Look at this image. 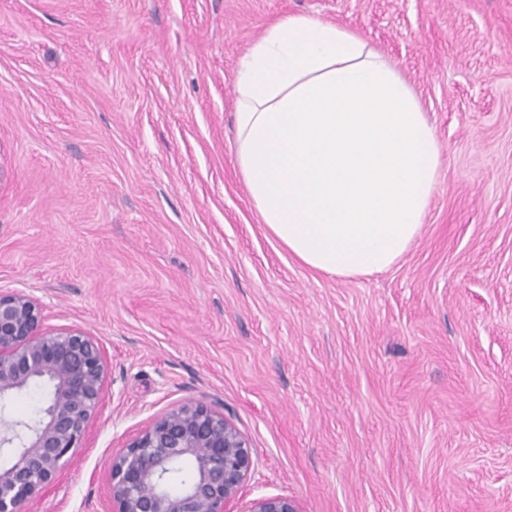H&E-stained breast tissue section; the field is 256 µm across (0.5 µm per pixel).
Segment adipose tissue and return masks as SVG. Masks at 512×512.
Returning a JSON list of instances; mask_svg holds the SVG:
<instances>
[{"mask_svg":"<svg viewBox=\"0 0 512 512\" xmlns=\"http://www.w3.org/2000/svg\"><path fill=\"white\" fill-rule=\"evenodd\" d=\"M232 118L260 222L300 264L360 278L415 243L443 148L364 35L307 15L270 24L239 58Z\"/></svg>","mask_w":512,"mask_h":512,"instance_id":"1","label":"adipose tissue"}]
</instances>
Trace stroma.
<instances>
[{"label":"stroma","mask_w":512,"mask_h":512,"mask_svg":"<svg viewBox=\"0 0 512 512\" xmlns=\"http://www.w3.org/2000/svg\"><path fill=\"white\" fill-rule=\"evenodd\" d=\"M290 15L362 33L443 145L419 238L357 279L274 240L237 65ZM103 346L35 512H112L109 461L202 404L300 512H512V0H0V292Z\"/></svg>","instance_id":"35a3bbf8"}]
</instances>
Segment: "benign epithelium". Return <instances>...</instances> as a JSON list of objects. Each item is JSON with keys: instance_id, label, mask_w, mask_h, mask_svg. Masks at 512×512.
<instances>
[{"instance_id": "obj_1", "label": "benign epithelium", "mask_w": 512, "mask_h": 512, "mask_svg": "<svg viewBox=\"0 0 512 512\" xmlns=\"http://www.w3.org/2000/svg\"><path fill=\"white\" fill-rule=\"evenodd\" d=\"M46 320L32 297L0 292V401L37 383L50 386L33 422L18 429L0 421V447L15 452L12 464L0 466V512H33L81 447L101 400L107 366L100 341ZM185 462L192 478L173 494L167 475ZM253 471L248 438L223 414L180 405L112 456L113 512H300L283 496L254 498L234 510Z\"/></svg>"}]
</instances>
